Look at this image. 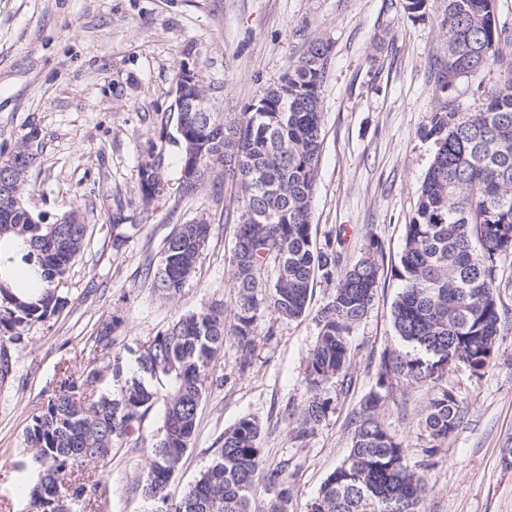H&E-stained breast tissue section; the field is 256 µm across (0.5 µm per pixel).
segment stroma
I'll use <instances>...</instances> for the list:
<instances>
[{
	"instance_id": "stroma-1",
	"label": "stroma",
	"mask_w": 512,
	"mask_h": 512,
	"mask_svg": "<svg viewBox=\"0 0 512 512\" xmlns=\"http://www.w3.org/2000/svg\"><path fill=\"white\" fill-rule=\"evenodd\" d=\"M403 0H0V162L19 148L30 127L35 162L27 172L26 207L52 223L80 210L88 226L84 250L65 285L71 303L35 323L12 344L11 377L0 384V512H37L23 486L25 431L64 374L76 372L93 348L97 325L118 314L120 339L141 347L181 314L220 301L234 316L224 260L233 227L222 216L214 172L184 195L176 144L175 85L181 60L193 59L214 86L218 111L238 113L277 84L289 63L314 41L331 51L320 89L323 150L312 201L313 239L338 238L343 264L364 252L369 236L383 248L377 298L354 326L350 387L325 384L334 410L306 442L291 438L288 409L306 396L305 367L315 341L316 312L333 286L317 281L304 317L266 315L252 363L240 370L233 342L219 353L200 408L196 439L170 481L180 498L211 462L220 438L240 418L261 425L268 465L292 462L293 512H307L327 476L351 445L350 416L376 381L383 352L398 348L390 309L405 226L435 153L424 135L430 112L445 98L461 109L479 107L507 69L488 66L481 79L442 92L437 73L446 53L442 0H429L411 18ZM158 161L161 191L140 201V170ZM135 231L112 246V217ZM209 214L212 233L195 276L165 299L141 278L158 260L173 227ZM496 293L506 313L503 341L482 377L465 366L448 374L462 422L447 444L430 450L419 435L431 396L402 383L385 411L404 436L411 462L425 464V512H512V255L501 259ZM163 407L144 418L127 450L107 464L75 467L101 479L95 499L71 512H154L137 481L146 470Z\"/></svg>"
}]
</instances>
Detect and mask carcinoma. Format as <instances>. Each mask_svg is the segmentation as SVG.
<instances>
[{"instance_id": "cac0c4a2", "label": "carcinoma", "mask_w": 512, "mask_h": 512, "mask_svg": "<svg viewBox=\"0 0 512 512\" xmlns=\"http://www.w3.org/2000/svg\"><path fill=\"white\" fill-rule=\"evenodd\" d=\"M493 17L494 0H444L441 88L463 77L475 79L512 55V30ZM327 51L314 42L288 65L292 96L286 102L272 86L234 117L184 116L176 138L181 174L191 166L194 176L182 181L183 193L193 194L217 168L234 187L224 201V223L237 215L227 261L234 322L226 326L224 306L213 303L179 316L137 350L119 344L120 317L103 323L94 336L95 354L60 380L26 430L25 447L40 449L31 456L30 491L39 512H56L62 499L96 497L98 480L64 477L78 464L112 461L113 450L126 444L161 393L162 426L138 480L141 494L159 512H250L260 487L270 495L266 512H288L291 462L265 466L260 426L250 416L224 431L214 459L180 499L170 500L166 489L195 440L218 350L234 341L240 370L249 368L262 318H302L317 278L334 290L316 316L307 396L299 411L288 413L292 440L305 443L332 411L322 385L334 379L348 383L351 331L375 305L383 252L372 236L364 256L344 266L335 242L328 239L319 248L313 243L311 202L323 147L320 88ZM426 135L436 151L415 216L405 225L396 267L401 288L391 318L400 347L381 357L375 387L351 418L349 453L326 478L309 512H423L424 474L410 464L404 438L384 420L394 385L430 386L421 436L439 448L461 419L444 377L460 363L482 376L500 347L503 320L495 279L499 260L512 254V68L479 109L464 111L452 99L439 105L429 115ZM0 180L11 188L0 196V356L8 357L26 326L69 305L59 285L83 247L87 225L76 211L52 224L30 221L26 171L13 170L9 159L0 164ZM157 183L155 164H144L142 203L154 199ZM113 222L112 247L118 250L130 238L126 228L135 225L118 217ZM210 234L207 221L177 225L163 240L157 265L142 270L144 281L162 297H176L195 275ZM271 262L277 276L267 284L260 272ZM14 266L28 272L26 285L41 287L37 297L12 290L5 274Z\"/></svg>"}]
</instances>
